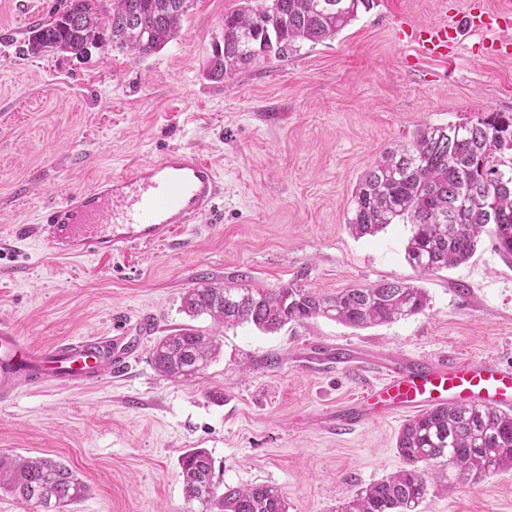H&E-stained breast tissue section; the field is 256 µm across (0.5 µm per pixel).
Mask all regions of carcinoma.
Returning a JSON list of instances; mask_svg holds the SVG:
<instances>
[{
    "instance_id": "obj_1",
    "label": "carcinoma",
    "mask_w": 512,
    "mask_h": 512,
    "mask_svg": "<svg viewBox=\"0 0 512 512\" xmlns=\"http://www.w3.org/2000/svg\"><path fill=\"white\" fill-rule=\"evenodd\" d=\"M377 0H239L224 15V45L212 51L210 70L223 79L266 56L281 57L298 41L331 39L370 11ZM190 0H67L63 10L29 31L32 55L76 56L109 40L137 57L173 41ZM512 118L499 115L423 125L412 140L390 151L358 180L348 226L357 237L374 236L390 224L414 226L407 262L431 275L467 262L483 236L512 256ZM428 297L422 288L383 281L325 297L295 279L277 288L205 282L187 288L182 310L206 314L219 327L251 324L275 332L290 323L324 317L351 327L387 324L417 315ZM219 334L183 327L158 340L152 365L162 376L193 382L220 352ZM405 467L340 499L335 512H418L427 491L422 464L437 468L448 485L475 482L512 467V412L443 406L408 420L396 438ZM180 477L187 512H287L281 491L270 484L224 487L201 449L186 452ZM41 512H67L85 497L86 485L65 464L50 458L0 455V491Z\"/></svg>"
}]
</instances>
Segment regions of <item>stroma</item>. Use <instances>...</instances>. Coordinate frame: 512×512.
Wrapping results in <instances>:
<instances>
[{"instance_id":"35a3bbf8","label":"stroma","mask_w":512,"mask_h":512,"mask_svg":"<svg viewBox=\"0 0 512 512\" xmlns=\"http://www.w3.org/2000/svg\"><path fill=\"white\" fill-rule=\"evenodd\" d=\"M238 0H192L178 36L134 58L110 43L88 56L20 47L61 0H0V322L41 352L148 321L123 374L81 386L22 388L0 405V454L47 457L87 484L73 512H184L180 459L194 448L228 486H277L288 512H334L339 498L404 466V417L347 433L316 423L374 381L330 362L355 356L464 357L512 363V260L482 240L466 263L421 276L405 259L409 224L356 237L353 189L425 124L512 116V56L488 57L462 33L455 58L402 41L399 19L438 21L464 0H378L335 38L213 79L207 61ZM169 148L211 159L217 213L176 243L119 256L60 259L20 231L51 202ZM323 296L395 280L426 290L419 314L353 328L319 317L265 333L224 330L197 381L157 373L151 349L183 326L207 280L275 288L297 277ZM421 512H512V468L455 486L430 479Z\"/></svg>"}]
</instances>
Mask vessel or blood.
Masks as SVG:
<instances>
[{
    "label": "vessel or blood",
    "mask_w": 512,
    "mask_h": 512,
    "mask_svg": "<svg viewBox=\"0 0 512 512\" xmlns=\"http://www.w3.org/2000/svg\"><path fill=\"white\" fill-rule=\"evenodd\" d=\"M482 33L485 50L512 46V0H467L466 11L422 27H403L407 42L450 58L460 30ZM222 185L211 163L195 151L172 148L159 158L115 174L95 187L45 207L34 236L63 258L112 255L135 246L174 243L181 229L214 214ZM136 346L127 336H86L43 353L0 322V403L34 384L80 385L121 375ZM479 405L512 411V365L477 358H402L384 363L379 380L344 409L323 416L333 431L440 406Z\"/></svg>",
    "instance_id": "obj_1"
}]
</instances>
